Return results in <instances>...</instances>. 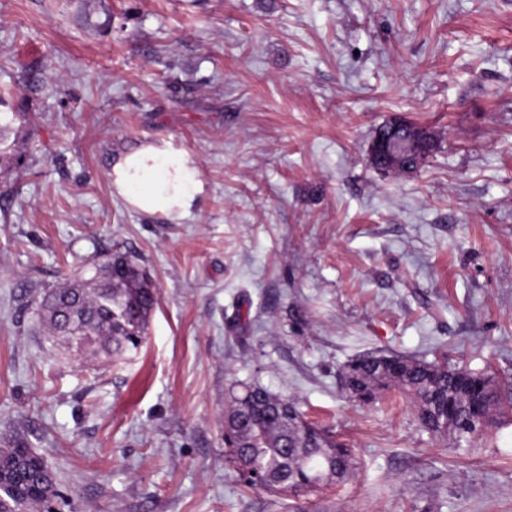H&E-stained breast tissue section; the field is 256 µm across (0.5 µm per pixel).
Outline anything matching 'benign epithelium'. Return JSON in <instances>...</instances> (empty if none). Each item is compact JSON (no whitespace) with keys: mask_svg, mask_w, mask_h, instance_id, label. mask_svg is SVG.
<instances>
[{"mask_svg":"<svg viewBox=\"0 0 512 512\" xmlns=\"http://www.w3.org/2000/svg\"><path fill=\"white\" fill-rule=\"evenodd\" d=\"M437 146L430 129L410 123L406 117L397 115L387 127L377 131L368 149L370 165L383 173H396L408 168V160L425 159Z\"/></svg>","mask_w":512,"mask_h":512,"instance_id":"1","label":"benign epithelium"}]
</instances>
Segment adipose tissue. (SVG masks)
Wrapping results in <instances>:
<instances>
[{
  "label": "adipose tissue",
  "mask_w": 512,
  "mask_h": 512,
  "mask_svg": "<svg viewBox=\"0 0 512 512\" xmlns=\"http://www.w3.org/2000/svg\"><path fill=\"white\" fill-rule=\"evenodd\" d=\"M196 159L171 140L141 143L118 157L112 184L135 209L146 214L181 218L189 214L201 189Z\"/></svg>",
  "instance_id": "1"
}]
</instances>
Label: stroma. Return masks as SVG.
Listing matches in <instances>:
<instances>
[{
  "mask_svg": "<svg viewBox=\"0 0 512 512\" xmlns=\"http://www.w3.org/2000/svg\"><path fill=\"white\" fill-rule=\"evenodd\" d=\"M0 439L52 470V512H512V415L469 444L410 399L340 385L378 350L512 386V0H0ZM395 114L439 146L367 163ZM170 138L203 190L173 220L109 176ZM149 272L143 346L65 351L31 308L111 254ZM349 442L345 482L246 487L238 384Z\"/></svg>",
  "mask_w": 512,
  "mask_h": 512,
  "instance_id": "stroma-1",
  "label": "stroma"
}]
</instances>
